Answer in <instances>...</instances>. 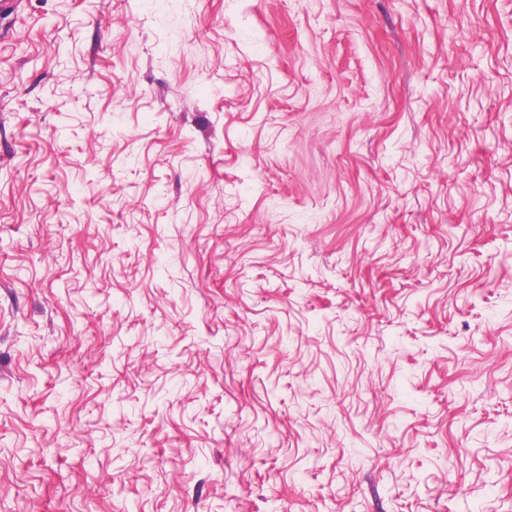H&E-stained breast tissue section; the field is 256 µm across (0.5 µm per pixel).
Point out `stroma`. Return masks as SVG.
<instances>
[{
	"mask_svg": "<svg viewBox=\"0 0 512 512\" xmlns=\"http://www.w3.org/2000/svg\"><path fill=\"white\" fill-rule=\"evenodd\" d=\"M0 512H512V0L0 18Z\"/></svg>",
	"mask_w": 512,
	"mask_h": 512,
	"instance_id": "stroma-1",
	"label": "stroma"
}]
</instances>
